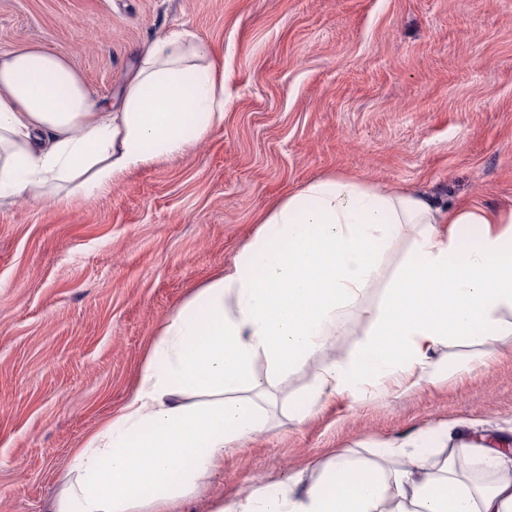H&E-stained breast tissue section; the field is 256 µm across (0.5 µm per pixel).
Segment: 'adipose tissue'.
<instances>
[{"mask_svg":"<svg viewBox=\"0 0 512 512\" xmlns=\"http://www.w3.org/2000/svg\"><path fill=\"white\" fill-rule=\"evenodd\" d=\"M224 125V64L185 30L155 38L116 103H93L70 62L40 47L0 54V202L104 192ZM159 327L125 405L76 449L53 512H175L226 449L265 427L252 397L324 351L347 313L368 328L323 370L306 410L437 378L436 346L512 336V208L449 206L352 174L301 183ZM476 226L464 246L460 230ZM397 265L388 258L400 242ZM381 299L365 304L367 288ZM267 372L258 374L257 359ZM385 471L327 462L303 490L256 487L225 512H512V457L472 445L492 487L420 448H388Z\"/></svg>","mask_w":512,"mask_h":512,"instance_id":"1","label":"adipose tissue"}]
</instances>
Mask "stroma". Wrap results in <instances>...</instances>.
I'll list each match as a JSON object with an SVG mask.
<instances>
[{"mask_svg":"<svg viewBox=\"0 0 512 512\" xmlns=\"http://www.w3.org/2000/svg\"><path fill=\"white\" fill-rule=\"evenodd\" d=\"M186 29L224 62V126L90 198L0 207V512H50L72 452L135 387L160 324L231 261L265 208L351 173L448 205H512V0H0V53L65 57L92 99L116 97L136 53ZM347 329L258 398L262 432L224 454L180 512L254 487L315 483L336 455L391 469L484 434L512 441V337L448 342L433 383L298 417Z\"/></svg>","mask_w":512,"mask_h":512,"instance_id":"35a3bbf8","label":"stroma"}]
</instances>
